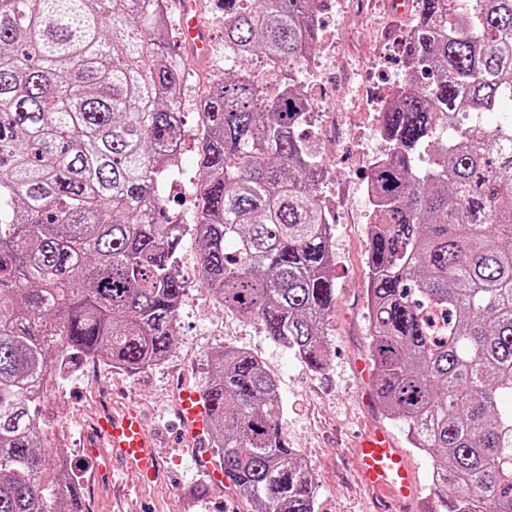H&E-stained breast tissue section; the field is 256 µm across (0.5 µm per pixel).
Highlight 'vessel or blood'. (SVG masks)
<instances>
[{"label":"vessel or blood","mask_w":512,"mask_h":512,"mask_svg":"<svg viewBox=\"0 0 512 512\" xmlns=\"http://www.w3.org/2000/svg\"><path fill=\"white\" fill-rule=\"evenodd\" d=\"M177 5L184 50L192 56L205 58L210 34L200 20L199 0H177ZM176 401L181 430L197 445L192 459L194 467L209 476L213 487L229 486V478L216 467L211 454L201 445L209 423L206 400L196 391L184 388L177 393ZM156 446L155 435L143 427L138 412L126 410L118 414L107 412L99 417L85 452L95 460L97 468L107 467L110 459L117 457L143 480L150 481L160 471ZM354 454L358 460V478L371 493L375 505L382 507L392 503L402 512H410L419 498L417 477L388 431L381 426L365 430Z\"/></svg>","instance_id":"1"}]
</instances>
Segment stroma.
<instances>
[{"mask_svg":"<svg viewBox=\"0 0 512 512\" xmlns=\"http://www.w3.org/2000/svg\"><path fill=\"white\" fill-rule=\"evenodd\" d=\"M388 0H342L341 8L325 10L324 24L335 31L336 45L316 47L321 82L318 108L331 125L311 135L324 176L321 194L330 196L333 215L332 277L336 303L325 326L328 362L315 371L293 351L275 342L259 323L224 310L199 276V246L186 238L179 269L185 295L172 349L161 363L134 375L101 362L86 363L66 381L54 406L53 430L60 449L81 475L89 512H248L241 500L212 491L204 477L189 469L192 448L180 442L174 394L184 386L204 391L209 355L231 347L252 353L275 378L282 405L280 427L289 445L314 475V512H373L368 492L356 477L353 442L362 430L386 427L417 469L426 494H433L434 457L411 447L405 424L380 410L365 411L358 394L365 382L356 370L369 358L368 318L363 307L367 281L366 251L372 206L363 188L374 159L388 145L371 135L360 108L364 97H385L403 77L400 38L416 15L408 6L398 16ZM212 51L199 61L186 51L178 57L185 71L180 110L184 129L182 166L166 183L165 216L189 223L195 208L194 185L199 178L201 103L209 83L223 79L224 10L220 0H202ZM139 412L158 439L162 472L151 482L113 461L111 476L92 478L84 451V426L104 411Z\"/></svg>","mask_w":512,"mask_h":512,"instance_id":"35a3bbf8","label":"stroma"}]
</instances>
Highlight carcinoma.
Here are the masks:
<instances>
[{"label":"carcinoma","mask_w":512,"mask_h":512,"mask_svg":"<svg viewBox=\"0 0 512 512\" xmlns=\"http://www.w3.org/2000/svg\"><path fill=\"white\" fill-rule=\"evenodd\" d=\"M316 0H221L231 67L202 104L196 213L163 224L184 69L163 0H0V512H87L52 451L62 367L165 359L200 247L205 286L309 367L327 361L332 223L300 84ZM404 78L379 113L366 310L377 402L436 458L448 512H512V0H416ZM471 115L460 126L455 117ZM214 459L254 512H314L251 353L210 355Z\"/></svg>","instance_id":"1"}]
</instances>
